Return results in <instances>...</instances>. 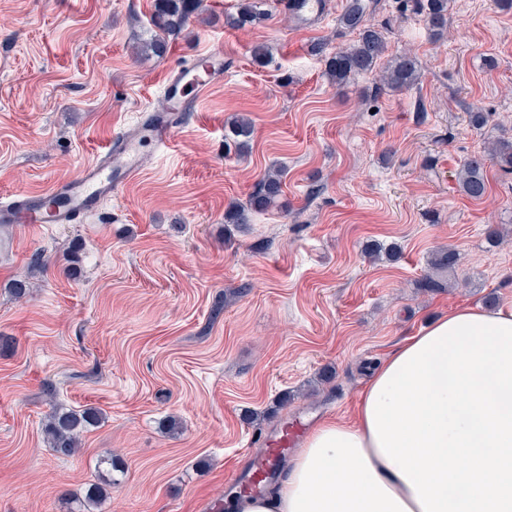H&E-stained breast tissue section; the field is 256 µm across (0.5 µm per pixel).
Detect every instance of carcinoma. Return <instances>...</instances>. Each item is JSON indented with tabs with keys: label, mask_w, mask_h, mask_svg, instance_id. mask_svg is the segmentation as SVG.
<instances>
[{
	"label": "carcinoma",
	"mask_w": 512,
	"mask_h": 512,
	"mask_svg": "<svg viewBox=\"0 0 512 512\" xmlns=\"http://www.w3.org/2000/svg\"><path fill=\"white\" fill-rule=\"evenodd\" d=\"M412 3L415 13L421 16L430 34L441 40L448 34L449 0H405ZM266 0H240L237 12L225 16L224 23L236 29L253 26L265 20ZM202 7V0H155L151 17L154 35L141 43L145 54L161 56L167 49V37L185 30ZM367 0H349L338 19L340 28L357 34L354 41L336 49L325 58L326 75L342 88L359 74L376 69L387 51V28L376 26L369 20ZM421 76V66L416 56L403 52L389 60L382 71L376 89L398 91L416 85ZM253 134L252 123L241 116L229 123V137L239 151L249 146ZM492 163L507 176L512 174V139L500 137L487 150L472 155L462 165L457 180L462 192L471 199L482 198L487 191L486 168ZM283 173L272 170L255 184L245 203L232 202L224 211V223L248 224L256 212L273 205L282 193ZM102 421L101 412L93 407L81 411L55 407L48 415L45 434L53 452L59 456L73 457L83 433ZM124 473V463L115 456L100 461L97 480L73 496L69 512H100L117 475Z\"/></svg>",
	"instance_id": "obj_1"
}]
</instances>
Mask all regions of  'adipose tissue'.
I'll return each instance as SVG.
<instances>
[{"mask_svg": "<svg viewBox=\"0 0 512 512\" xmlns=\"http://www.w3.org/2000/svg\"><path fill=\"white\" fill-rule=\"evenodd\" d=\"M231 512H512V297L463 307L372 373L353 421L319 424L274 492Z\"/></svg>", "mask_w": 512, "mask_h": 512, "instance_id": "1", "label": "adipose tissue"}]
</instances>
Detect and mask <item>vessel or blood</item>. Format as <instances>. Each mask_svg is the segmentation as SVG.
Segmentation results:
<instances>
[{"label":"vessel or blood","mask_w":512,"mask_h":512,"mask_svg":"<svg viewBox=\"0 0 512 512\" xmlns=\"http://www.w3.org/2000/svg\"><path fill=\"white\" fill-rule=\"evenodd\" d=\"M281 4L306 25L327 10L326 0H281ZM223 58L222 51L209 52L170 71L163 90L174 107L173 112L165 120L144 121L135 130L114 135L77 175L54 184L48 194L24 193L0 199V228L20 224H74L98 211L104 202L142 173L143 138H151L161 146L169 143L179 126L181 113L197 110L203 94L223 79ZM301 432L297 426L261 436L265 453L253 465V477L244 483L247 493H261L255 475L272 476L279 458L296 444Z\"/></svg>","instance_id":"b4317fda"}]
</instances>
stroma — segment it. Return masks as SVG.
Listing matches in <instances>:
<instances>
[{
	"label": "stroma",
	"instance_id": "35a3bbf8",
	"mask_svg": "<svg viewBox=\"0 0 512 512\" xmlns=\"http://www.w3.org/2000/svg\"><path fill=\"white\" fill-rule=\"evenodd\" d=\"M153 3L0 0V196L74 177L154 111L170 70L224 51L223 82L97 214L0 234V512H64L108 452L125 474L104 512H225L252 438L299 417L351 419L403 339L512 296V175L488 167L480 200L457 181L512 136V10L452 0L437 43L403 0H378L387 58L409 49L422 65L418 84L378 95L370 73L336 88L311 52L353 40L337 25L348 0L307 30L277 0L243 30L224 23L238 0H203L164 56L139 57ZM237 115L253 122L244 156L224 147ZM272 166L277 204L225 223ZM371 243L399 259L369 257ZM441 247L457 263L445 288L424 290ZM25 271L19 299L10 283ZM56 405L103 414L71 458L45 439Z\"/></svg>",
	"mask_w": 512,
	"mask_h": 512
}]
</instances>
